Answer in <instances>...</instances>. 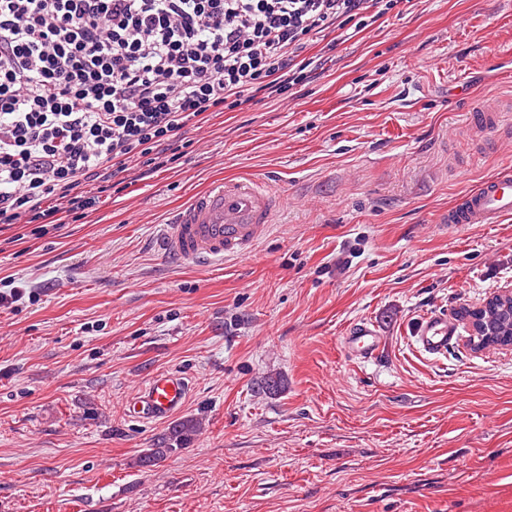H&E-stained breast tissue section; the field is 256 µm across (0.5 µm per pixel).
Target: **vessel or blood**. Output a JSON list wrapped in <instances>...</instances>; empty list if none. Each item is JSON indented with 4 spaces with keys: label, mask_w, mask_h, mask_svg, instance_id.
I'll use <instances>...</instances> for the list:
<instances>
[{
    "label": "vessel or blood",
    "mask_w": 512,
    "mask_h": 512,
    "mask_svg": "<svg viewBox=\"0 0 512 512\" xmlns=\"http://www.w3.org/2000/svg\"><path fill=\"white\" fill-rule=\"evenodd\" d=\"M280 205L279 195L266 181L218 183L169 214L158 248L181 263L209 264L244 257L267 232ZM506 216H512L510 169L482 181L449 207L440 221L454 226L494 224ZM453 333L448 318L431 315L421 321L415 339L422 352L437 357L447 351ZM379 346L377 332L366 324L353 326L343 338L345 352L363 358L372 357ZM188 390L179 375L155 374L128 400L127 411L142 420L168 419L183 406Z\"/></svg>",
    "instance_id": "vessel-or-blood-1"
}]
</instances>
